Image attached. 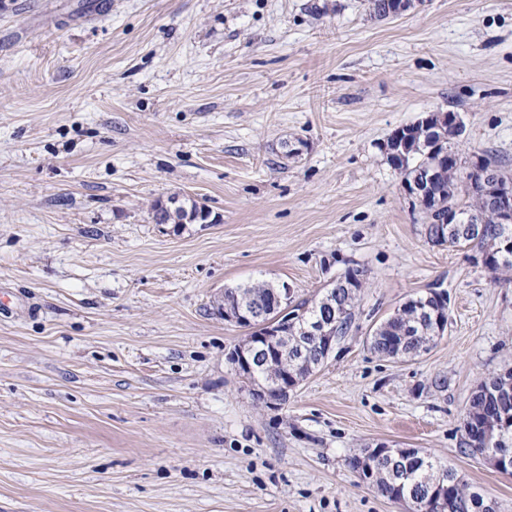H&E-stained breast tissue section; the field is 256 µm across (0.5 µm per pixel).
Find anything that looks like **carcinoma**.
<instances>
[{"label": "carcinoma", "mask_w": 512, "mask_h": 512, "mask_svg": "<svg viewBox=\"0 0 512 512\" xmlns=\"http://www.w3.org/2000/svg\"><path fill=\"white\" fill-rule=\"evenodd\" d=\"M390 138H398L406 144L410 155L408 167L403 177L411 179L416 164L427 158L429 151L437 156L448 158V167L441 175L442 184L438 188L440 194L435 196L437 206L446 210L453 209L458 216L468 218L477 214L484 219L486 235L479 240L462 239L456 234L448 235L443 243L451 247H469L479 253L492 256L485 268L497 272L512 271V253L493 252V235L502 228L493 212L489 211L482 198L469 192L460 175L461 162L454 150L457 138L451 129L440 134L419 121L415 124L395 130ZM466 201H461V197ZM151 218L156 224H211L212 212L197 206V201L179 200L171 196L167 202L155 201L150 208ZM358 275L357 285L345 290L336 289V293L326 291L314 301L301 300L293 308L295 320L308 323L323 317L329 311V303H334L335 314L341 316L338 328L339 337L348 334L356 321V309L361 288H363L364 271L356 269L347 275ZM271 285L265 281H253L249 284L228 289L224 292V306L228 308L244 307L253 312L267 315L274 320L279 318L281 309L271 305ZM434 300L421 295L411 298L398 308L392 315L376 326L370 336V349L383 358H414L427 352L435 339L439 337L430 316L425 312L427 304ZM298 326L288 325V365H293L304 377H309L318 364L321 355L320 344L313 336L297 333ZM502 404V412L511 420L512 428V371L496 373L481 378L472 393L466 416L473 426L466 439V450L473 454L488 449L497 454L512 456V436L502 440L497 436H485V427L493 418L484 416L485 408ZM351 467L358 471L364 479L384 497L402 501L407 505L408 512H488L487 500L479 493L470 490L451 468L441 467L428 454L417 450L400 458L373 456L366 467H360L359 456L350 460Z\"/></svg>", "instance_id": "1"}]
</instances>
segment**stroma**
<instances>
[{"label": "stroma", "instance_id": "1", "mask_svg": "<svg viewBox=\"0 0 512 512\" xmlns=\"http://www.w3.org/2000/svg\"><path fill=\"white\" fill-rule=\"evenodd\" d=\"M439 111L512 175V0H0V512H405L349 466L379 443L512 512L462 427L512 370V283L428 241L383 149ZM172 194L218 223H153ZM352 268V330L259 404L215 299ZM432 289L436 345L371 353Z\"/></svg>", "mask_w": 512, "mask_h": 512}]
</instances>
